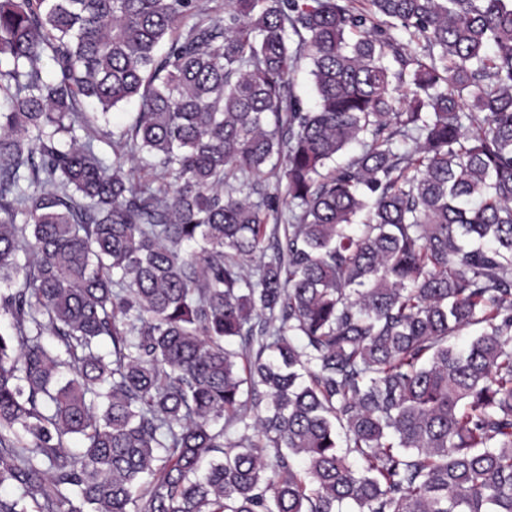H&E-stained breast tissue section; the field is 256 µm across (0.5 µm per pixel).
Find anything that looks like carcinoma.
<instances>
[{
  "mask_svg": "<svg viewBox=\"0 0 512 512\" xmlns=\"http://www.w3.org/2000/svg\"><path fill=\"white\" fill-rule=\"evenodd\" d=\"M2 284L0 512H512V0H0ZM309 70L308 62L303 63L301 68L294 74L293 82L295 93L301 97L307 106L313 108L316 104V94Z\"/></svg>",
  "mask_w": 512,
  "mask_h": 512,
  "instance_id": "1",
  "label": "carcinoma"
}]
</instances>
